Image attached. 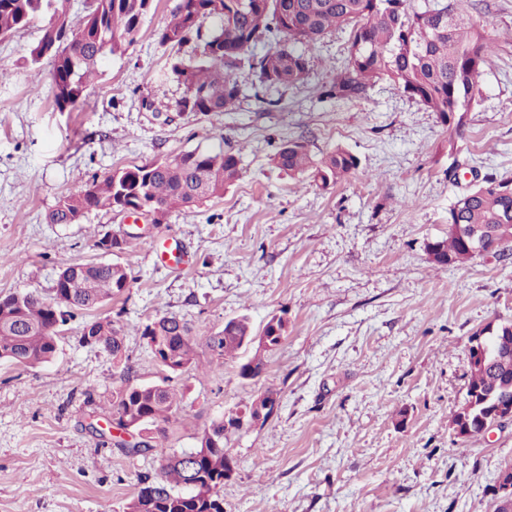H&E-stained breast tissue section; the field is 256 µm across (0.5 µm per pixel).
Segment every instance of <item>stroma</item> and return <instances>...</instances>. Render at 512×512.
Here are the masks:
<instances>
[{
	"instance_id": "stroma-1",
	"label": "stroma",
	"mask_w": 512,
	"mask_h": 512,
	"mask_svg": "<svg viewBox=\"0 0 512 512\" xmlns=\"http://www.w3.org/2000/svg\"><path fill=\"white\" fill-rule=\"evenodd\" d=\"M177 2L154 0L135 42L105 60L71 111L54 104L49 63L28 60L38 26L0 41V296L50 294L76 263H118L130 274L122 296L60 326L50 362H0V512H124L165 455L196 447L213 421L268 389L277 412L224 442L236 462L224 512H494L512 424L466 443L450 424L467 389L471 336L512 320V259L438 269L426 244L447 233L457 195L488 176L512 179V0H462L494 53L454 138L386 81L359 102L325 97L345 29L309 47L302 83L262 89L245 64L234 111H179L183 88L155 40ZM298 137L315 155L342 146L358 169L327 188L292 179L270 157ZM220 146L242 158L223 197L160 224L104 211L47 221L59 198L112 169ZM455 165L465 176L453 183ZM107 233L124 247L99 250ZM167 236L186 247L187 269L157 261ZM166 314L197 331L198 365L212 363L205 337L229 319L247 317L258 331L280 316L288 329L258 378L241 379L234 363L202 376L165 369L137 333ZM96 316L122 330L125 364L80 344ZM129 385L181 398L169 423L148 430L151 451L135 458L115 447L104 410Z\"/></svg>"
}]
</instances>
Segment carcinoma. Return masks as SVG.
I'll use <instances>...</instances> for the list:
<instances>
[{"mask_svg":"<svg viewBox=\"0 0 512 512\" xmlns=\"http://www.w3.org/2000/svg\"><path fill=\"white\" fill-rule=\"evenodd\" d=\"M44 0H0V38L42 21L41 36L27 49L32 62L50 64L51 89L60 110L82 104L105 58L135 41L141 18L152 0H89L86 13L73 22L65 11L42 18ZM178 0L157 33L158 44L179 50L191 38H201L207 19L214 28L199 55L171 57L170 72L183 86L181 110L204 115L230 112L243 93L236 69L249 57L260 85H293L305 80L309 46L324 34L350 28L343 65L330 64L328 98L361 101L378 82L388 80L429 111L450 133H458L479 94L478 78L489 63L493 43L477 23L458 11L457 0H425L414 9L410 0ZM272 41L263 54L254 51ZM271 164L293 178L310 177L323 187L346 180L359 166L358 158L341 146L316 157L302 139L283 143ZM240 155L222 148L190 151L172 158L112 170L102 179L64 195L47 215L51 224H76L91 211L130 212L145 209L160 224L174 209L223 196L240 173ZM448 223L485 231L497 244L494 254L512 251V181L487 178L459 195L448 211ZM437 249L430 262L439 269L470 261L461 253L459 238L448 233L428 242ZM127 269L112 263H79L64 268L52 292L14 293L0 297V360L24 367L51 361L58 350V327L74 310H91L129 288ZM154 356L175 372L195 363L196 338L191 326L175 315L157 316L138 328ZM287 323L272 318L254 331L245 317L231 319L224 329L205 337L215 366L239 362L244 380L259 376L265 355L285 338ZM263 336L264 353L246 360L242 339ZM80 342L101 347L120 361L124 337L108 317L83 326ZM494 373L469 367L467 391L494 400L512 398V346L498 352ZM177 394L159 386H127L112 394L105 410L120 428L146 430L168 423L178 411ZM488 404L472 410L465 440L482 436ZM228 429L220 420L203 432L198 446L163 458L162 476L126 504L125 512H224V448Z\"/></svg>","mask_w":512,"mask_h":512,"instance_id":"obj_1","label":"carcinoma"}]
</instances>
